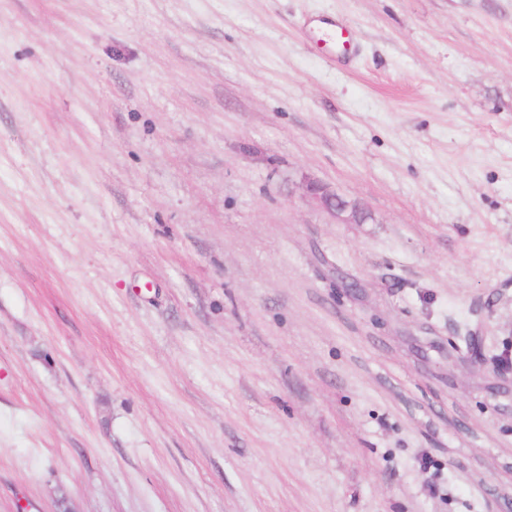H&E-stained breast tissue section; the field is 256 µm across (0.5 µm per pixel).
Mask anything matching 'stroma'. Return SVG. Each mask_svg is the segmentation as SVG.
Returning <instances> with one entry per match:
<instances>
[{"label":"stroma","instance_id":"stroma-1","mask_svg":"<svg viewBox=\"0 0 512 512\" xmlns=\"http://www.w3.org/2000/svg\"><path fill=\"white\" fill-rule=\"evenodd\" d=\"M0 512H512V0H0ZM307 193L315 199L322 208L334 215L342 217L345 224H359L363 214L358 209L349 208V204L343 200L335 191L327 189L317 182H309L306 185Z\"/></svg>","mask_w":512,"mask_h":512}]
</instances>
